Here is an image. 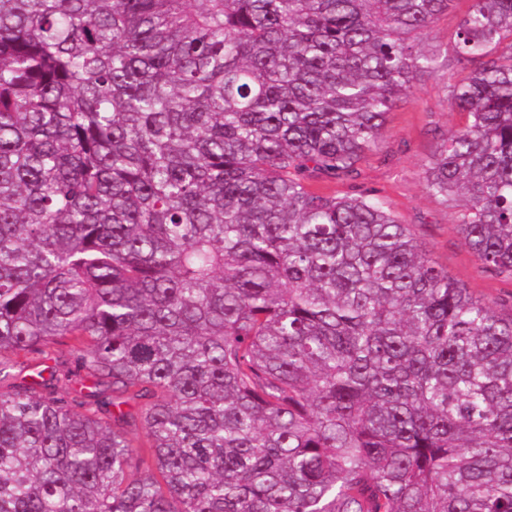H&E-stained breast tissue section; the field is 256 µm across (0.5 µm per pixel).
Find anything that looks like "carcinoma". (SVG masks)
I'll list each match as a JSON object with an SVG mask.
<instances>
[{
    "mask_svg": "<svg viewBox=\"0 0 512 512\" xmlns=\"http://www.w3.org/2000/svg\"><path fill=\"white\" fill-rule=\"evenodd\" d=\"M454 2L0 0V512H512V317L306 185L358 176ZM454 51L423 182L512 275V0ZM49 357L47 364L56 366L61 374L67 372L75 373V356L71 348V343L68 340L58 341L52 344L49 349Z\"/></svg>",
    "mask_w": 512,
    "mask_h": 512,
    "instance_id": "1",
    "label": "carcinoma"
}]
</instances>
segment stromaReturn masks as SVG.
<instances>
[{"instance_id": "1", "label": "stroma", "mask_w": 512, "mask_h": 512, "mask_svg": "<svg viewBox=\"0 0 512 512\" xmlns=\"http://www.w3.org/2000/svg\"><path fill=\"white\" fill-rule=\"evenodd\" d=\"M469 6V0H457L453 9L435 21L426 44L440 49L442 68L422 76L413 96L390 112L376 147L358 165L357 179L313 177L307 185L339 196L357 190L375 194L408 226L437 266L506 316L512 314V276L483 267L457 231L460 202L429 195L422 180V168L442 138L463 123L462 116L449 109L448 99L456 78L455 32Z\"/></svg>"}]
</instances>
